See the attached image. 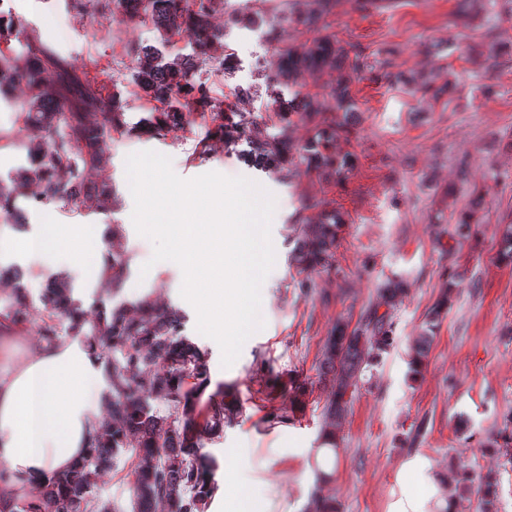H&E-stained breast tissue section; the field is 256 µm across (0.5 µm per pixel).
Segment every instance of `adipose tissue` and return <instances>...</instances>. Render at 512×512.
<instances>
[{
    "instance_id": "1",
    "label": "adipose tissue",
    "mask_w": 512,
    "mask_h": 512,
    "mask_svg": "<svg viewBox=\"0 0 512 512\" xmlns=\"http://www.w3.org/2000/svg\"><path fill=\"white\" fill-rule=\"evenodd\" d=\"M112 379L89 336L52 343L31 340L24 324L0 316V505L11 508L38 483L67 472L93 445ZM413 479L393 512H453L437 477L421 461L408 462ZM225 512H272L275 490L254 495L233 482Z\"/></svg>"
}]
</instances>
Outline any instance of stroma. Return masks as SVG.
<instances>
[{
	"label": "stroma",
	"instance_id": "35a3bbf8",
	"mask_svg": "<svg viewBox=\"0 0 512 512\" xmlns=\"http://www.w3.org/2000/svg\"><path fill=\"white\" fill-rule=\"evenodd\" d=\"M334 2L324 31L358 66L351 84L355 133L336 142L337 153L349 160L340 177L314 171L300 157L285 176L248 166L245 137L224 143L210 119L197 114L164 135L149 132L150 107L132 93L139 60L127 46L151 47L170 61L193 54L190 36L164 40L151 22L104 17L77 0H0L1 11L22 19L80 78L104 72L129 92L123 126L105 139L101 163L88 174L111 187L115 203L107 211L42 200L30 186L15 189L28 165L24 144L31 133L20 120L21 90L0 96V186L13 189V201L28 211L22 233L35 243L49 224L69 234L97 229L127 264L122 287L113 288L70 254L35 246L15 251L21 231L0 221V311L23 290L26 327L36 336L47 316L44 284L57 279L89 315L100 308L129 312L147 297L178 310L185 336L208 354V392L230 385L237 394L233 418L218 436L204 439L201 451L217 461V477L249 469L274 482L278 512H306L304 499L315 496L336 512H392L408 480L403 464L416 456L436 475L456 476L458 512H512V261L500 256L503 231L512 223V0H389L375 12L358 10L356 0ZM234 8L247 21L225 24ZM286 9L287 0H218L214 22L221 36L196 79L238 114L265 123L269 134L288 123L292 144L301 145L310 136L298 116L301 98L337 85L344 73L328 69L269 83L279 57L267 27ZM240 87L249 89V98L237 100ZM278 103L289 108L287 121H280ZM144 150L170 157L182 178L211 171L244 176L275 197L276 259L263 283L265 326L231 367H222L218 344L197 331L196 312L180 295L181 269L153 262L152 241L132 223L125 159ZM326 212L342 218L331 267H295L299 218L313 222ZM464 217L470 230L462 235L457 228ZM16 263L34 264L40 277L16 279ZM145 265L146 277L140 274ZM390 281L406 285L390 310V344L349 388L350 404L335 429L332 479L317 489L305 481L302 459L285 467L277 452L322 442L332 386L322 373L325 340L335 326L355 327ZM423 334L430 345L416 370L412 346ZM261 367L296 382L297 391L262 399L251 381ZM135 461L134 449L122 450L91 497L131 512ZM488 477L496 485L489 501L483 495Z\"/></svg>",
	"mask_w": 512,
	"mask_h": 512
}]
</instances>
